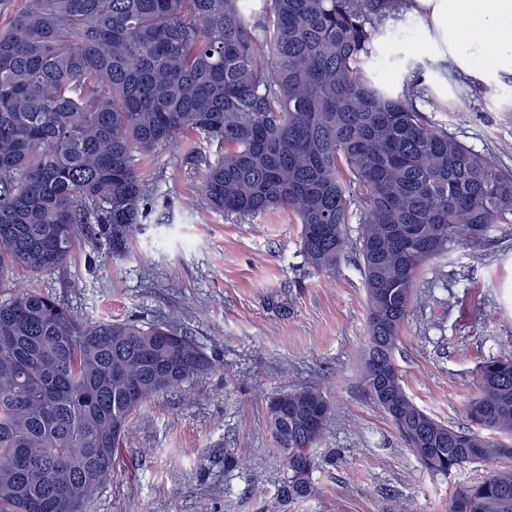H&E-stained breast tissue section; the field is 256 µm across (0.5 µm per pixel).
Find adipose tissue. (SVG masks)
Masks as SVG:
<instances>
[{"label":"adipose tissue","instance_id":"adipose-tissue-1","mask_svg":"<svg viewBox=\"0 0 512 512\" xmlns=\"http://www.w3.org/2000/svg\"><path fill=\"white\" fill-rule=\"evenodd\" d=\"M402 14L420 24L419 43L401 51L429 60L426 84L458 91L465 79L489 86L512 77V0H406Z\"/></svg>","mask_w":512,"mask_h":512}]
</instances>
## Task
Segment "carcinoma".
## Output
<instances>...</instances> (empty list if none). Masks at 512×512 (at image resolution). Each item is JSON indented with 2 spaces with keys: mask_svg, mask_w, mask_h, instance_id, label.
Segmentation results:
<instances>
[{
  "mask_svg": "<svg viewBox=\"0 0 512 512\" xmlns=\"http://www.w3.org/2000/svg\"><path fill=\"white\" fill-rule=\"evenodd\" d=\"M405 2L23 0L0 26V283L60 268L81 240L122 250L147 215L144 163L185 133L223 150L204 161L207 205L287 213L319 272L345 258L355 202L368 397L433 472L503 462L449 512H512V349L480 365L469 428L412 402L394 359L424 265L512 225V144L478 153L433 125L425 62L396 57L397 89L363 69ZM212 367L166 325L89 322L28 289L1 299L0 512H84L131 415ZM279 399L288 412L270 428L293 502L332 407L316 388Z\"/></svg>",
  "mask_w": 512,
  "mask_h": 512,
  "instance_id": "carcinoma-1",
  "label": "carcinoma"
}]
</instances>
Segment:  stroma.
I'll return each mask as SVG.
<instances>
[{"mask_svg":"<svg viewBox=\"0 0 512 512\" xmlns=\"http://www.w3.org/2000/svg\"><path fill=\"white\" fill-rule=\"evenodd\" d=\"M429 118L475 151H494L512 142V79L470 87ZM201 152L216 149L188 134L145 165L152 208L120 253L83 242L54 272L12 278L92 321L135 318L188 333L215 363L134 413L112 476L86 512H448L453 492L481 481L487 467L427 470L366 395L367 300L356 254L320 273L284 213L238 221L187 209ZM511 340L512 229H504L421 271L395 352L407 396L443 423L469 426L477 367ZM303 387L319 389L333 414L310 494L288 503L278 496L288 464L268 403Z\"/></svg>","mask_w":512,"mask_h":512,"instance_id":"obj_1","label":"stroma"}]
</instances>
